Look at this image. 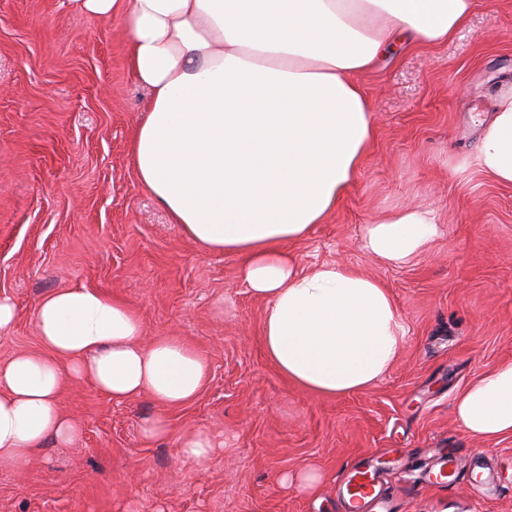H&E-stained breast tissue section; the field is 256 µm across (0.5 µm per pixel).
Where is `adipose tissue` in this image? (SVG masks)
Wrapping results in <instances>:
<instances>
[{
  "label": "adipose tissue",
  "instance_id": "adipose-tissue-1",
  "mask_svg": "<svg viewBox=\"0 0 512 512\" xmlns=\"http://www.w3.org/2000/svg\"><path fill=\"white\" fill-rule=\"evenodd\" d=\"M80 12L122 11L129 64L151 102L129 146L142 187L203 248L242 260L266 300L262 337L276 369L326 396L367 390L404 348L407 329L389 290L338 263L298 270L289 246L322 223L356 180L373 139L357 75L410 37L448 41L474 0H70ZM475 163L512 185V89L480 132ZM434 210L409 208L366 225L362 248L404 264L437 235ZM41 353L0 364V468L24 471L79 424L56 405L68 379L113 403L149 396L161 411L149 437L172 435L164 410L209 381L204 356L174 339L143 344L125 302L86 287L43 297ZM469 435H512V361L477 375L456 396Z\"/></svg>",
  "mask_w": 512,
  "mask_h": 512
}]
</instances>
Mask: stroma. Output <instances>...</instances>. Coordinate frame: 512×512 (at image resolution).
Segmentation results:
<instances>
[{
	"mask_svg": "<svg viewBox=\"0 0 512 512\" xmlns=\"http://www.w3.org/2000/svg\"><path fill=\"white\" fill-rule=\"evenodd\" d=\"M121 14L102 19L68 0H0V363L39 351L34 316L54 290L84 286L124 301L144 342L179 340L210 364L192 402L168 410L174 434L149 439L157 412L116 404L65 381L58 406L82 425L28 469H0V512H344L340 485L369 458L400 512H512V436L485 443L455 421L468 382L512 360V186L475 165L481 123L512 85V0H475L448 42L396 45L359 75L375 123L356 181L292 250L300 268L337 262L383 283L407 329L398 362L346 396L306 392L268 361L264 300L240 260L186 236L141 186L129 142L149 102L129 62ZM431 207L441 233L394 266L360 248L365 225ZM200 430L220 449L203 468L174 437ZM463 463L492 455L497 491L467 475L422 487L432 449ZM315 467L311 488L282 474Z\"/></svg>",
	"mask_w": 512,
	"mask_h": 512,
	"instance_id": "obj_1",
	"label": "stroma"
}]
</instances>
